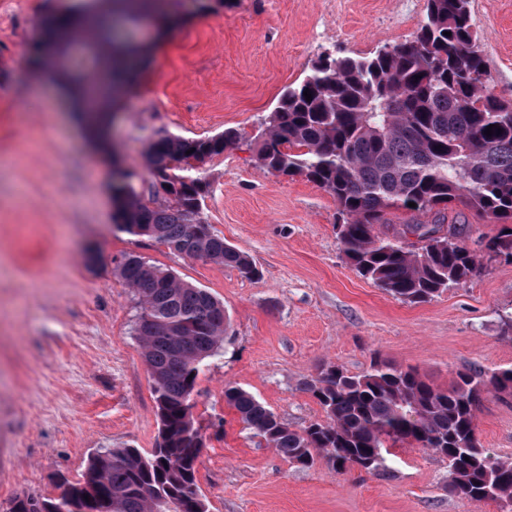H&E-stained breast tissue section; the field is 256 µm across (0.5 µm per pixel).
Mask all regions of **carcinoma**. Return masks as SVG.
Listing matches in <instances>:
<instances>
[{
    "mask_svg": "<svg viewBox=\"0 0 512 512\" xmlns=\"http://www.w3.org/2000/svg\"><path fill=\"white\" fill-rule=\"evenodd\" d=\"M153 2L90 0L74 14L46 21L55 56L50 66L66 75L82 101L104 95L98 71L112 65V57L101 53L100 43L135 46L119 31L136 30ZM491 124L500 133L484 134ZM239 139L231 128L216 137H158L145 152L146 194L130 172L113 168L117 228L247 278L258 275L248 255L202 217L208 184L198 169ZM255 156L268 173L303 175L331 194L342 216L337 236L346 259L400 301L425 302L476 274L484 260L512 263L511 224L480 241L479 255L464 243V225L448 221L450 203L489 219H512V105L490 85L470 0H426L413 39L371 56H320L299 84L282 91ZM391 209L410 212L413 223L395 228L387 218ZM117 269L141 304L138 336L161 442L148 456L137 448H103L59 496L18 497L8 512H207L197 502L196 482L206 436L191 395L204 361L227 338L224 306L136 254L124 255ZM306 390L326 420L298 431L240 387L225 388L224 398L253 436L301 468L323 456L340 471L371 473L389 449L416 445L448 461L450 494L512 505V461L483 447L476 432L483 394L512 396V367L489 376L460 372L442 390L386 361L357 375L329 365Z\"/></svg>",
    "mask_w": 512,
    "mask_h": 512,
    "instance_id": "1",
    "label": "carcinoma"
}]
</instances>
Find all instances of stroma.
Instances as JSON below:
<instances>
[{
	"mask_svg": "<svg viewBox=\"0 0 512 512\" xmlns=\"http://www.w3.org/2000/svg\"><path fill=\"white\" fill-rule=\"evenodd\" d=\"M169 4L178 15L169 27L151 16L140 24L147 63L122 96L107 146L143 190L151 140L242 133L239 148L201 170L203 216L261 275L116 228V161L98 157L37 60L45 19L70 0H0V512L18 496L56 497L98 449L155 448L140 307L117 271L132 252L210 292L229 318L194 391L208 512H502L450 495L447 461L416 446L393 449L373 473L323 459L298 468L251 437L224 401L226 385L241 387L298 430L325 418L305 385L326 364L359 374L379 355L442 389L461 371L512 367L500 323L512 313V264L485 263L428 302L404 303L347 262L330 194L271 175L255 158L254 138L284 88L322 53L366 57L411 39L425 0ZM471 13L494 91L512 101V0H471ZM476 425L484 447L512 460V397L485 395Z\"/></svg>",
	"mask_w": 512,
	"mask_h": 512,
	"instance_id": "1",
	"label": "stroma"
}]
</instances>
